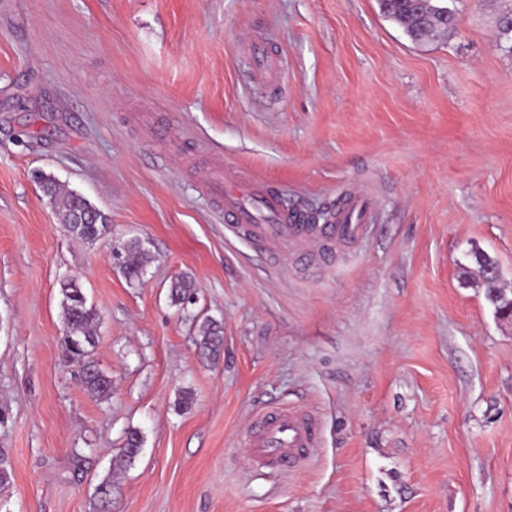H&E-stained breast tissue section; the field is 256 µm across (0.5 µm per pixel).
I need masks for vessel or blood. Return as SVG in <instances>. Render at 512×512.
<instances>
[{
  "label": "vessel or blood",
  "mask_w": 512,
  "mask_h": 512,
  "mask_svg": "<svg viewBox=\"0 0 512 512\" xmlns=\"http://www.w3.org/2000/svg\"><path fill=\"white\" fill-rule=\"evenodd\" d=\"M254 60L257 82L278 78V68L263 47L255 48ZM206 186L218 205L232 215L236 232L265 244L276 263L292 247L333 253L363 237L374 221L371 203L365 197H346L326 223L301 224L283 208L277 193L258 184L234 181L224 168L212 170ZM318 443L319 417L315 411L276 406L260 415L251 427L243 459L249 467L285 475L301 468Z\"/></svg>",
  "instance_id": "b4317fda"
}]
</instances>
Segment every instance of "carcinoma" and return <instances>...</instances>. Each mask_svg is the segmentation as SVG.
<instances>
[{
  "label": "carcinoma",
  "instance_id": "obj_1",
  "mask_svg": "<svg viewBox=\"0 0 512 512\" xmlns=\"http://www.w3.org/2000/svg\"><path fill=\"white\" fill-rule=\"evenodd\" d=\"M384 15L403 27L408 36L417 43L435 39L440 34L454 30L459 21L455 6L448 0H425L421 5L413 0H380ZM44 192L54 198H61L60 223L77 239L94 242L109 232L108 218L85 197L62 192L60 185L46 177L41 183ZM120 268L130 281H138L143 275L145 250L137 239L123 246ZM487 299L494 307L495 314L502 316L509 307L512 297L498 287V280L486 279ZM194 292L192 282L186 278L176 281L170 291L171 301L182 306L190 301ZM62 310L66 330L73 343L63 342L62 356L65 360L77 362L83 368L82 382L90 395L98 400H107L112 395V379L101 372L92 359L96 346V316L87 302L72 288H61ZM222 330L212 320H205L199 326L196 345L203 355L216 354L223 345ZM142 437L136 430L128 432L123 448V461L131 465L141 452Z\"/></svg>",
  "mask_w": 512,
  "mask_h": 512
}]
</instances>
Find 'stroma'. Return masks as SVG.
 <instances>
[{
    "mask_svg": "<svg viewBox=\"0 0 512 512\" xmlns=\"http://www.w3.org/2000/svg\"><path fill=\"white\" fill-rule=\"evenodd\" d=\"M455 5L417 44L378 0H0V512H99L106 483L110 512H512V325L470 258L512 291V52L493 10ZM257 41L276 87L251 80ZM219 163L295 214L359 193L378 219L332 259L273 266L209 195ZM38 171L110 233L70 236ZM132 237L138 281L112 260ZM68 278L104 402L62 358ZM272 405L320 415L279 477L240 457ZM199 339L196 345L203 355H215L223 345L224 336L222 330L212 320H205L199 326Z\"/></svg>",
    "mask_w": 512,
    "mask_h": 512,
    "instance_id": "1",
    "label": "stroma"
}]
</instances>
